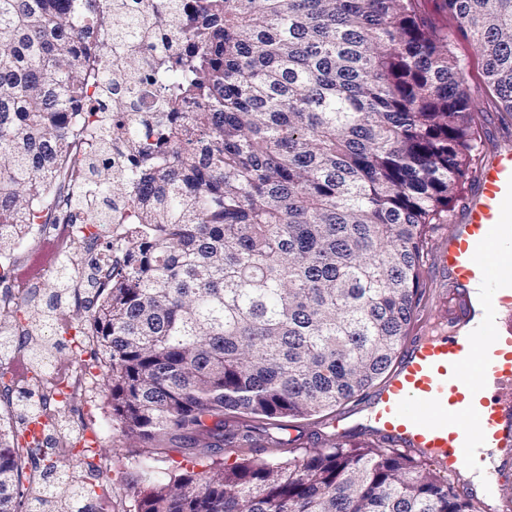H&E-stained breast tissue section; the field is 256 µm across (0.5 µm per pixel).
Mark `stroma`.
<instances>
[{
    "mask_svg": "<svg viewBox=\"0 0 512 512\" xmlns=\"http://www.w3.org/2000/svg\"><path fill=\"white\" fill-rule=\"evenodd\" d=\"M421 11L427 13L435 29L447 35L448 42L463 68L465 85L472 99L484 101L490 93L483 75V63L471 43L459 32L457 22L441 6V0H421ZM477 159L489 157L495 150L512 141V118L494 109L477 114ZM449 224H438L428 233L424 244L421 275L422 297L408 329L409 336L437 334L447 330L448 321L442 304L447 280L440 273L436 255L443 249ZM11 270L19 282H39L37 292H20L18 310L0 313V327H16L24 332L27 344L9 358H0V374L9 378H25L29 371L51 362L80 365L92 380L90 389L58 412L61 432L74 438L65 462L71 483L88 488L83 505L85 512H100L98 497L109 490L112 512H136V504L151 477L175 471L184 459L168 441L143 444L127 438L112 416V403L104 377L101 351L95 340H88L75 355L58 346V338L45 323L43 311L52 298L56 281V251L52 238L29 234L14 249ZM350 410L337 407L309 418L285 419L282 428L260 433L249 448H227L219 455L232 464L245 459L285 461L320 448L331 439L333 424Z\"/></svg>",
    "mask_w": 512,
    "mask_h": 512,
    "instance_id": "stroma-1",
    "label": "stroma"
}]
</instances>
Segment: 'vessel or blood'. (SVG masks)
Masks as SVG:
<instances>
[{"label": "vessel or blood", "instance_id": "b4317fda", "mask_svg": "<svg viewBox=\"0 0 512 512\" xmlns=\"http://www.w3.org/2000/svg\"><path fill=\"white\" fill-rule=\"evenodd\" d=\"M437 263L448 278V330L417 337L365 400L392 447L465 479L486 449L512 460V145L479 168Z\"/></svg>", "mask_w": 512, "mask_h": 512}]
</instances>
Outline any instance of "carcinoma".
I'll list each match as a JSON object with an SVG mask.
<instances>
[{
  "label": "carcinoma",
  "instance_id": "cac0c4a2",
  "mask_svg": "<svg viewBox=\"0 0 512 512\" xmlns=\"http://www.w3.org/2000/svg\"><path fill=\"white\" fill-rule=\"evenodd\" d=\"M419 0H0V254L44 219L71 115L100 100L102 151L71 209L112 256L57 273L90 291L112 416L131 438L207 456L355 401L386 374L420 300L423 239L473 173L475 114ZM512 114V0H442ZM154 141L124 112L141 42ZM109 224L126 225L119 239ZM21 454L0 425V512ZM138 512H482L384 440L287 462L219 460L147 490Z\"/></svg>",
  "mask_w": 512,
  "mask_h": 512
}]
</instances>
